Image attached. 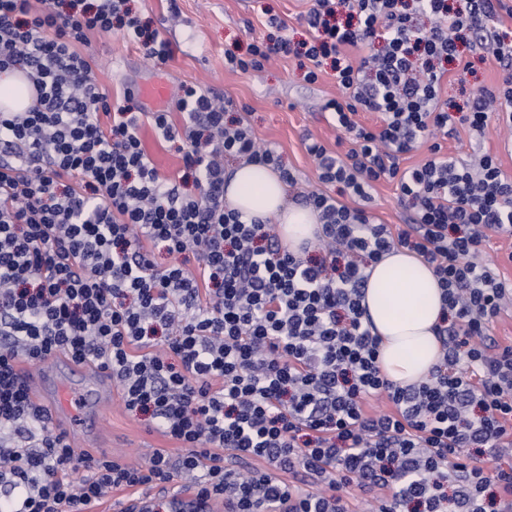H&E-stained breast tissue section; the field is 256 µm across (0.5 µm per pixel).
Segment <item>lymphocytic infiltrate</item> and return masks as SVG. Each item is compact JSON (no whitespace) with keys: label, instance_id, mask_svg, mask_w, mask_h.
Wrapping results in <instances>:
<instances>
[{"label":"lymphocytic infiltrate","instance_id":"lymphocytic-infiltrate-1","mask_svg":"<svg viewBox=\"0 0 512 512\" xmlns=\"http://www.w3.org/2000/svg\"><path fill=\"white\" fill-rule=\"evenodd\" d=\"M32 2L0 0V73L24 71L35 91L32 107L0 112V512H94L125 489L147 495L143 512H176L180 485L224 512H512V344L487 334L512 287L467 259L512 236V178L491 155L468 165L437 142L423 164L401 165L423 136H451L453 111L475 131L493 112L512 127L504 0H312L308 40L227 53L244 71L294 55L311 83L332 61L344 96L325 109L353 146H305L325 186L307 198L322 226L307 257L224 204L228 159L295 185L275 146L194 86L177 124L136 111L130 93L112 104L89 80L78 48L93 32L172 56L128 0ZM371 44L356 63L342 52ZM463 44L491 53L502 79L461 106L440 89L449 69L471 70ZM145 122L178 143L179 179L146 155ZM384 180L411 212L404 228L364 208ZM395 248L432 267L443 301L442 360L406 388L381 377L362 304L368 268ZM54 354L107 371L125 409L150 416L178 455L76 452L18 371Z\"/></svg>","mask_w":512,"mask_h":512}]
</instances>
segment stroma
<instances>
[{
  "instance_id": "obj_1",
  "label": "stroma",
  "mask_w": 512,
  "mask_h": 512,
  "mask_svg": "<svg viewBox=\"0 0 512 512\" xmlns=\"http://www.w3.org/2000/svg\"><path fill=\"white\" fill-rule=\"evenodd\" d=\"M179 15L170 18V5ZM133 10L149 20L162 39L173 49L166 64L147 59L123 31L93 33L80 46L83 55L93 57L91 79L113 100L123 98L127 90L142 82L164 81L172 97L181 88L192 85L203 91L221 93L229 100L228 112L240 118L254 137L277 146L284 164L297 176L288 188L289 201L323 191L315 161L304 149L305 139H314L337 154L352 146L349 136L336 128L324 104L338 97L340 90L333 77L323 76L308 83L294 57H279L260 71H242L228 64L226 52L245 55L248 45L265 42L271 32L269 17L276 16L286 25V34L296 41L305 36L298 20L307 11L308 0H131ZM475 74L455 73L444 81L442 98L464 103L481 88L495 87L500 68L494 57L476 63ZM142 146L154 166L165 177L180 176L181 155L175 145L161 140L150 124L140 131ZM448 155L464 163L477 162L483 155L496 158L505 175L512 177V133L497 120H489L484 131L460 129L444 140ZM397 185L391 181L377 184L367 206L375 221L398 227L410 214L398 200ZM73 448L93 455L141 457L163 448L175 451V441L154 430L149 417L128 413L122 403L120 386L112 388V407L106 417V429L94 435L80 419H69Z\"/></svg>"
}]
</instances>
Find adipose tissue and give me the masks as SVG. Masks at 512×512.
<instances>
[{
	"label": "adipose tissue",
	"mask_w": 512,
	"mask_h": 512,
	"mask_svg": "<svg viewBox=\"0 0 512 512\" xmlns=\"http://www.w3.org/2000/svg\"><path fill=\"white\" fill-rule=\"evenodd\" d=\"M224 197L245 217L277 224L282 244L300 252L319 229L311 209L288 203L285 185L268 166L247 163L232 174ZM363 305L380 338L379 366L390 381L406 387L419 382L439 363L441 344L435 333L442 299L432 267L402 249L373 263Z\"/></svg>",
	"instance_id": "adipose-tissue-1"
}]
</instances>
